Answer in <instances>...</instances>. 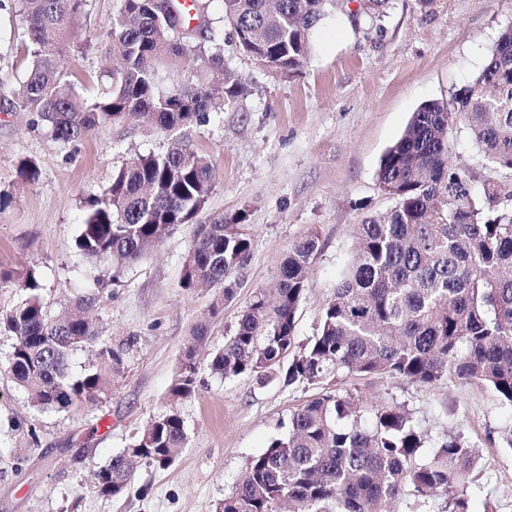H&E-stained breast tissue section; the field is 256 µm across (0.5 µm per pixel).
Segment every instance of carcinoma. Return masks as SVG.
<instances>
[{
	"label": "carcinoma",
	"mask_w": 512,
	"mask_h": 512,
	"mask_svg": "<svg viewBox=\"0 0 512 512\" xmlns=\"http://www.w3.org/2000/svg\"><path fill=\"white\" fill-rule=\"evenodd\" d=\"M25 18L17 49L27 68L18 85L0 97L36 114L51 136L69 144L115 120L148 117L162 130L201 126L245 88L232 82L217 97L209 76L224 71V27L240 50L282 71L303 66L311 34L331 13H344L369 36L384 29L391 0H193L187 17L179 0L171 12L153 0H119L108 25L107 50L120 65L104 68L92 89L79 92L66 58L73 27L88 0H15ZM196 66L182 69V59ZM469 134L482 167L512 171V26L500 35L484 67L447 101H428L411 115L377 171L390 209L354 225L355 245L323 309L318 328L297 340L296 312L318 238L295 243L279 274L274 302L253 295L234 335L217 351L211 371L224 378L254 377L286 386H326L296 408L288 432L250 458L219 512H279L288 496L292 512H401L437 496L450 512H467V491L478 464L462 436L437 443L424 461L425 435L397 404L371 410L336 396L330 383L344 375H388L435 385L448 378L492 390L512 407V178L480 177L449 163V115ZM213 169L185 144L166 152L135 153L112 183L87 202L76 238L86 257L131 260L192 223L213 188ZM210 224L195 233L193 267L183 286L210 285L234 296L233 274L249 259L251 240ZM14 276L0 271V287ZM27 298L0 313V328L14 343L9 372L39 410L70 412L99 399L109 383L98 372L72 371L74 356L88 348L113 363L121 353L100 340L81 315L84 302L48 315L36 271L20 278ZM198 330L184 349L169 392L194 393ZM187 440L175 413L154 418L128 448L101 466L95 483L102 496L127 490L134 464L171 466Z\"/></svg>",
	"instance_id": "carcinoma-1"
}]
</instances>
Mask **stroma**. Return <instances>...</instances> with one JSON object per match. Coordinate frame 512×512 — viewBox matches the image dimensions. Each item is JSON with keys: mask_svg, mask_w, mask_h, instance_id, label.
Instances as JSON below:
<instances>
[{"mask_svg": "<svg viewBox=\"0 0 512 512\" xmlns=\"http://www.w3.org/2000/svg\"><path fill=\"white\" fill-rule=\"evenodd\" d=\"M118 0H89L78 48L67 63L86 87L109 63L103 35ZM512 0H391L381 34L365 37L347 17L330 16L313 33L308 62L288 73L240 52L224 32V62L246 92L204 126L172 131L145 118L100 126L70 144L52 139L32 113L0 109V270L35 267L50 314L85 301L99 335L122 349L121 364L81 353L76 369L107 374L110 392L69 413L38 411L7 369L12 333L0 330V512H216L249 458L285 433L292 412L316 387L224 379L210 361L234 334L254 292L273 288L293 244L316 237L297 309L296 334L312 336L335 296L361 219L389 209L377 184L382 155L412 112L448 100L484 66ZM22 16L0 11V83L14 85L26 64L14 47ZM181 140L215 172L192 224L142 259L117 264L78 252L79 217L134 152L160 153ZM33 162L39 179L19 175ZM238 225L252 242L235 296L186 288L183 267L198 226ZM205 329L197 387L174 399L169 387L191 337ZM337 394L405 406L431 440L463 435L479 451V486L468 512H512V448L499 440L512 407L489 389L447 379L420 385L386 376H345ZM176 413L187 442L165 470L139 463L130 487L99 495L94 472L131 443L151 419Z\"/></svg>", "mask_w": 512, "mask_h": 512, "instance_id": "obj_1", "label": "stroma"}]
</instances>
